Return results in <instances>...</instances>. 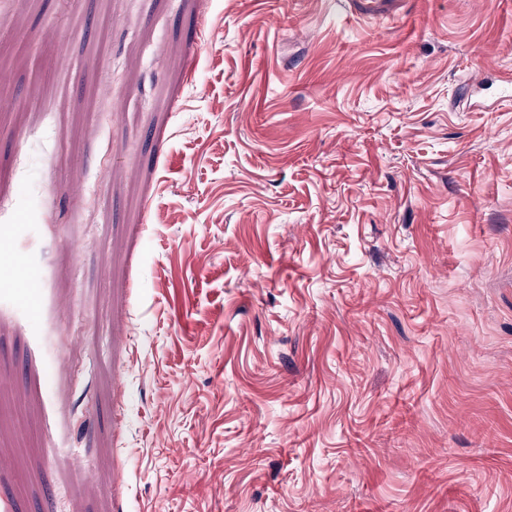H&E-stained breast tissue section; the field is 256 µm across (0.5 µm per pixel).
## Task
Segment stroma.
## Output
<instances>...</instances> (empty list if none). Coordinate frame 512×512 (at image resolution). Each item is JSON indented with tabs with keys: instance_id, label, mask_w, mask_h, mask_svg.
<instances>
[{
	"instance_id": "1",
	"label": "stroma",
	"mask_w": 512,
	"mask_h": 512,
	"mask_svg": "<svg viewBox=\"0 0 512 512\" xmlns=\"http://www.w3.org/2000/svg\"><path fill=\"white\" fill-rule=\"evenodd\" d=\"M512 0H0V512H512Z\"/></svg>"
}]
</instances>
